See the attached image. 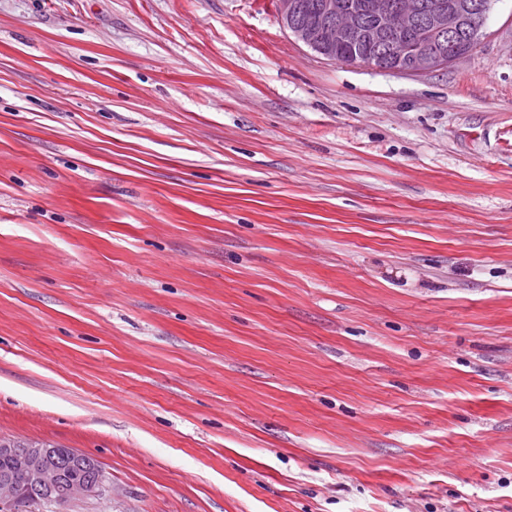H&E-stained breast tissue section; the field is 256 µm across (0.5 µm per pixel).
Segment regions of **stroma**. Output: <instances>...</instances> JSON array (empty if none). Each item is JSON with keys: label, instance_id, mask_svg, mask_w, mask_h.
I'll use <instances>...</instances> for the list:
<instances>
[{"label": "stroma", "instance_id": "stroma-1", "mask_svg": "<svg viewBox=\"0 0 512 512\" xmlns=\"http://www.w3.org/2000/svg\"><path fill=\"white\" fill-rule=\"evenodd\" d=\"M0 439L62 512H512V0L426 75L0 0ZM47 442H29L18 446L0 440V472L11 468L0 475V510L14 511V506L24 495L34 499L32 505L54 503L67 505L73 500L103 495L105 485L97 472L96 459L90 455L77 452L71 448ZM67 461L70 467L78 463L77 472L66 476L62 462ZM40 497L42 499H38Z\"/></svg>", "mask_w": 512, "mask_h": 512}]
</instances>
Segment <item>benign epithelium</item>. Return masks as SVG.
Segmentation results:
<instances>
[{"instance_id": "benign-epithelium-1", "label": "benign epithelium", "mask_w": 512, "mask_h": 512, "mask_svg": "<svg viewBox=\"0 0 512 512\" xmlns=\"http://www.w3.org/2000/svg\"><path fill=\"white\" fill-rule=\"evenodd\" d=\"M492 0H318L317 20L301 16L300 0H277L280 21L304 45L320 50L342 44L372 45L351 62L379 70L426 74L466 56L461 44L480 35ZM0 457L13 469L0 475V512H14L24 496L34 503L67 505L105 491L90 455L47 442L23 446L0 440Z\"/></svg>"}]
</instances>
